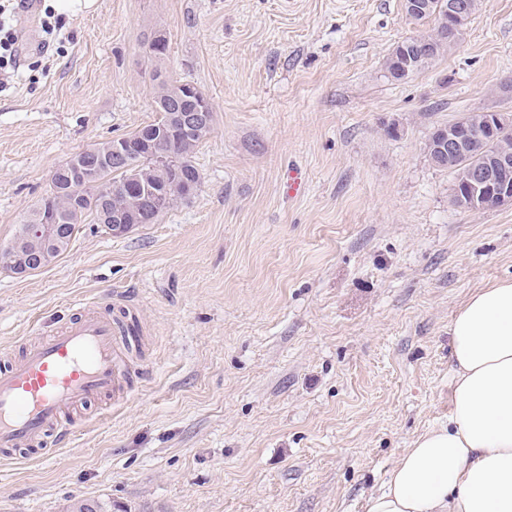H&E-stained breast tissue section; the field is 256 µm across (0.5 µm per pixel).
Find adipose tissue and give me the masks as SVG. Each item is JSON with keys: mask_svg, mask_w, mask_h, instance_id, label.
Masks as SVG:
<instances>
[{"mask_svg": "<svg viewBox=\"0 0 512 512\" xmlns=\"http://www.w3.org/2000/svg\"><path fill=\"white\" fill-rule=\"evenodd\" d=\"M449 336L448 421L413 441L366 512H512V280L470 295Z\"/></svg>", "mask_w": 512, "mask_h": 512, "instance_id": "1", "label": "adipose tissue"}]
</instances>
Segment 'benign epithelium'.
I'll use <instances>...</instances> for the list:
<instances>
[{
	"label": "benign epithelium",
	"instance_id": "benign-epithelium-1",
	"mask_svg": "<svg viewBox=\"0 0 512 512\" xmlns=\"http://www.w3.org/2000/svg\"><path fill=\"white\" fill-rule=\"evenodd\" d=\"M479 6V0H448L437 25V35L462 32L461 24ZM171 97L191 106L189 112H167L164 124L150 133L136 137L140 142V155L146 157L151 168L162 170L170 178L182 176L186 161L183 157L160 149L171 133H180L188 139L203 137L211 129L214 113L210 99L191 82L171 83ZM472 120L464 125L450 123L439 127L435 150L437 161L452 168L464 153L481 154L489 138L512 132V115L507 112H473ZM128 137L112 140L107 150L97 145L83 150L66 161V165L79 172L81 185L71 190L70 197L63 202H48L42 207V220L38 224L21 225L20 236L11 248L0 253V265L19 276L29 275L49 264L56 253L74 236L76 225H68V232L62 231V220L67 213H79L80 204L88 195L83 185L88 177L83 174L84 160L100 157L131 171L122 193L127 200V209L112 214V221L106 227L115 236L129 233L139 224L150 222L144 204L147 195L143 192L139 172L130 160L127 149ZM453 202L469 211H480L490 206L512 205V143L502 146L485 162L470 166L458 175L454 187Z\"/></svg>",
	"mask_w": 512,
	"mask_h": 512
}]
</instances>
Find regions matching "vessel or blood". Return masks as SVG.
Here are the masks:
<instances>
[{
    "label": "vessel or blood",
    "mask_w": 512,
    "mask_h": 512,
    "mask_svg": "<svg viewBox=\"0 0 512 512\" xmlns=\"http://www.w3.org/2000/svg\"><path fill=\"white\" fill-rule=\"evenodd\" d=\"M57 331L20 355H0V454L40 459L48 440L62 442L92 401L128 400V352L116 342L128 322L83 303Z\"/></svg>",
    "instance_id": "vessel-or-blood-1"
}]
</instances>
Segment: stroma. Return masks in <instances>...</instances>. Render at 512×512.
I'll return each instance as SVG.
<instances>
[{
	"instance_id": "stroma-1",
	"label": "stroma",
	"mask_w": 512,
	"mask_h": 512,
	"mask_svg": "<svg viewBox=\"0 0 512 512\" xmlns=\"http://www.w3.org/2000/svg\"><path fill=\"white\" fill-rule=\"evenodd\" d=\"M435 24L403 0H97L44 50L21 14L0 249L56 165L156 120V78L196 84L214 126L190 201L119 237L80 225L33 274L0 267V349L75 301L134 307L143 339L127 402H96L48 460L0 459V512H366L447 422L448 327L512 280V205L456 206L425 145L463 114H512V0H480L451 49L389 78L393 47Z\"/></svg>"
}]
</instances>
